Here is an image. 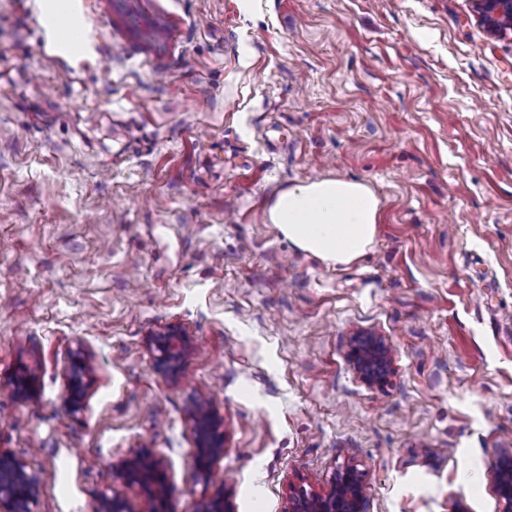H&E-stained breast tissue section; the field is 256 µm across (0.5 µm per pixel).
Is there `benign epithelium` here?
Returning <instances> with one entry per match:
<instances>
[{"mask_svg":"<svg viewBox=\"0 0 512 512\" xmlns=\"http://www.w3.org/2000/svg\"><path fill=\"white\" fill-rule=\"evenodd\" d=\"M479 18L496 35L512 33V0H475ZM191 346L190 337L174 327L154 335L150 349L156 364L169 370ZM349 358L361 379L368 384H383L391 372V352L381 336H355ZM87 360L83 353L73 355L68 367L69 392L67 401L75 408L85 398L83 378ZM195 432L197 448V478L205 480L212 462L224 453V420L215 411L194 407L188 413ZM118 474L130 485H136L149 501L163 498L169 488L161 463L146 449L114 465ZM495 492L503 504V512H512V448L498 451L494 463ZM40 479L28 472L24 463L0 451V512H31L30 504L40 495ZM196 512H234L230 491L217 500L205 501ZM287 512H368L364 476L348 465L338 470L330 487L322 492L304 487L292 488Z\"/></svg>","mask_w":512,"mask_h":512,"instance_id":"obj_1","label":"benign epithelium"}]
</instances>
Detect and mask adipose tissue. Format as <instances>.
Segmentation results:
<instances>
[{
	"label": "adipose tissue",
	"mask_w": 512,
	"mask_h": 512,
	"mask_svg": "<svg viewBox=\"0 0 512 512\" xmlns=\"http://www.w3.org/2000/svg\"><path fill=\"white\" fill-rule=\"evenodd\" d=\"M380 209L381 200L368 184L321 178L279 192L267 221L299 250L331 265H348L372 246Z\"/></svg>",
	"instance_id": "1"
}]
</instances>
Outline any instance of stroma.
Returning <instances> with one entry per match:
<instances>
[{"mask_svg": "<svg viewBox=\"0 0 512 512\" xmlns=\"http://www.w3.org/2000/svg\"><path fill=\"white\" fill-rule=\"evenodd\" d=\"M0 0V449L31 512H286L365 474L370 512H500L512 448V34L475 0ZM382 199L372 248L329 266L266 221L281 189ZM184 330L176 376L151 334ZM384 337L381 386L348 361ZM89 361L81 408L65 367ZM33 376L35 394L12 380ZM224 418L196 478L186 410ZM148 449L150 504L113 470ZM51 26L54 29L56 40L68 48L77 47L80 21L72 16L52 19ZM495 492L503 512L512 511V448H501L494 463Z\"/></svg>", "mask_w": 512, "mask_h": 512, "instance_id": "obj_1", "label": "stroma"}]
</instances>
